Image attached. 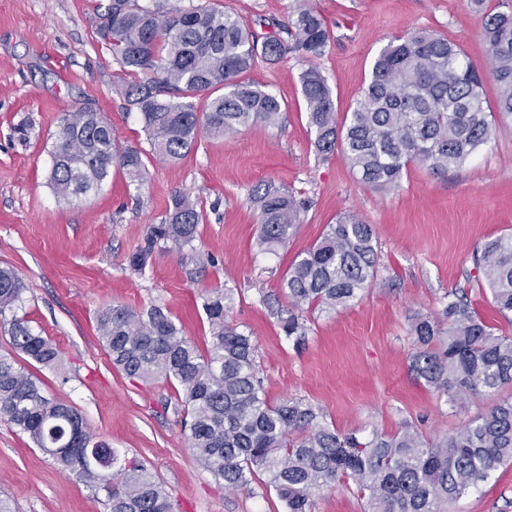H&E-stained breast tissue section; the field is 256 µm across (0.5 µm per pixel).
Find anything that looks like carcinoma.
Listing matches in <instances>:
<instances>
[{
	"label": "carcinoma",
	"instance_id": "obj_1",
	"mask_svg": "<svg viewBox=\"0 0 512 512\" xmlns=\"http://www.w3.org/2000/svg\"><path fill=\"white\" fill-rule=\"evenodd\" d=\"M123 71L141 79L125 98L141 118L151 154L177 164L200 133L236 134L254 124L276 125L279 98L240 80L257 60L277 64L298 53L321 56L332 32L303 3L286 25L257 34L236 14L207 4L167 8L161 0H111L99 28ZM483 37L497 87L488 103L482 73L448 38L415 29L392 38L376 55L368 82L344 121L333 91L311 66L300 75L308 125L318 155L339 149L368 186L400 187L412 163L436 172L464 164L492 136L494 114L512 115V12L486 16ZM206 99L199 112L192 100ZM50 185L67 202L98 191L119 165L130 182L143 183L142 152L120 149L112 124L91 108L65 115L51 153ZM258 213L256 244L268 253L288 245L305 200L272 181L252 189ZM204 212L177 195L165 217L148 227L144 244L128 258L138 273L157 251L197 252ZM380 265L373 226L353 214L326 225L320 240L298 254L280 280V294L259 302L284 335L302 339L308 314L345 308L371 286ZM474 268L499 314L512 318V233L484 243ZM26 285L0 268V326L13 349L54 368L61 351L19 314ZM234 289L211 288L202 299L210 343L201 350L160 305L144 311L108 304L96 314L112 365L128 378L175 385L183 407L189 449L215 480L231 490L260 475L285 512H312V495L343 478L356 482L364 512H448L471 488L512 462V337L495 333L458 293L448 294L443 317L416 314L410 324L417 348L410 371L448 396L451 411L473 398L491 405L437 439L412 426L395 434L376 428L363 435L328 425L309 401L287 397L270 403L256 371V340L230 319ZM0 419L26 433L62 470L76 475L109 512H173L161 486L136 461L118 470L83 464L80 449L106 448L82 415L45 395L41 381L0 356Z\"/></svg>",
	"mask_w": 512,
	"mask_h": 512
}]
</instances>
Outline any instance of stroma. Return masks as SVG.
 Instances as JSON below:
<instances>
[{"label": "stroma", "mask_w": 512, "mask_h": 512, "mask_svg": "<svg viewBox=\"0 0 512 512\" xmlns=\"http://www.w3.org/2000/svg\"><path fill=\"white\" fill-rule=\"evenodd\" d=\"M110 0H0V266L15 269L28 290L22 312L59 346L57 368L27 356L18 362L49 397L75 407L100 440L143 465L170 495L174 512H284L275 491L254 480L231 491L195 459L173 385L130 382L112 366L96 329L102 306L168 310L198 346L210 341L201 308L204 288L226 285L230 316L257 342V365L270 402L294 395L318 406L338 431L413 424L435 438L485 411L474 399L458 415L441 392L415 382L410 318L440 315L449 292H466L497 333L512 336L477 281L473 261L491 238L512 233V116L495 120L490 142L462 166L437 175L410 166L399 190L363 184L342 152L317 155L307 124L296 53L257 64L246 80L286 104L278 125L237 135H200L179 164L153 158L139 114L126 102L127 78L97 34ZM257 32L287 23L296 0H214ZM333 36L316 64L338 113L348 112L388 40L427 28L457 43L481 73L490 62L482 31L487 14L512 11V0H313ZM87 107L112 124L119 147L143 151L148 179L130 184L113 168L82 201H58L49 182L51 151L66 113ZM275 181L307 208L288 245L276 254L256 245L252 188ZM201 206L196 242L213 264L187 252H157L144 273L126 259L159 223L175 194ZM372 224L380 266L362 298L309 316L303 341L286 337L259 302L279 289L298 253L343 214ZM0 499L11 512H108L104 497L59 469L16 427L0 419ZM454 512H512V463L500 467L453 505ZM312 512H363L355 485L344 480L315 493Z\"/></svg>", "instance_id": "obj_1"}]
</instances>
